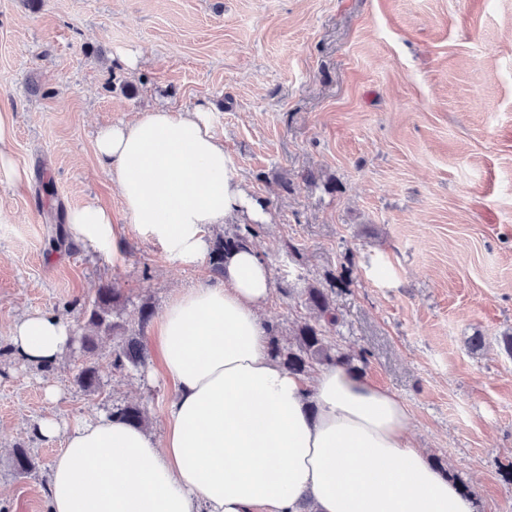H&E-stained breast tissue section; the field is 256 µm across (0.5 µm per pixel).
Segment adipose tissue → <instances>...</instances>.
Listing matches in <instances>:
<instances>
[{
    "label": "adipose tissue",
    "mask_w": 512,
    "mask_h": 512,
    "mask_svg": "<svg viewBox=\"0 0 512 512\" xmlns=\"http://www.w3.org/2000/svg\"><path fill=\"white\" fill-rule=\"evenodd\" d=\"M97 156L142 237L184 264L201 262L205 229L263 209L237 179L209 110L157 109L101 129ZM64 220L79 240L125 261V231L89 204ZM270 268L255 247L232 253L214 282L176 292L150 337L175 388L161 436L112 415L37 423L60 443L48 512H474L417 447L389 390L342 365L315 378L269 353ZM16 353L50 365L67 322L36 312L14 324Z\"/></svg>",
    "instance_id": "obj_1"
}]
</instances>
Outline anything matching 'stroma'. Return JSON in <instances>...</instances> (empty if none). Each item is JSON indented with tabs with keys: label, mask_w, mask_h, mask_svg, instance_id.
<instances>
[{
	"label": "stroma",
	"mask_w": 512,
	"mask_h": 512,
	"mask_svg": "<svg viewBox=\"0 0 512 512\" xmlns=\"http://www.w3.org/2000/svg\"><path fill=\"white\" fill-rule=\"evenodd\" d=\"M129 51L133 70L119 63ZM206 104L266 205L254 245L294 288L275 290L264 320L288 340L309 317L298 289L335 275L340 348L367 352L364 375L407 406L412 437L477 512H512V0H0L15 164L0 168V512H47L59 446L37 433L43 417L137 404L162 433L174 389L155 352L117 371L102 337L97 387L75 384L83 312L109 284L136 325L142 303L159 314L212 280L208 265L167 259L132 229L120 266L54 238L76 206L128 221L100 129ZM35 312L75 337L49 367L12 349V324ZM18 447L32 472H14Z\"/></svg>",
	"instance_id": "1"
}]
</instances>
